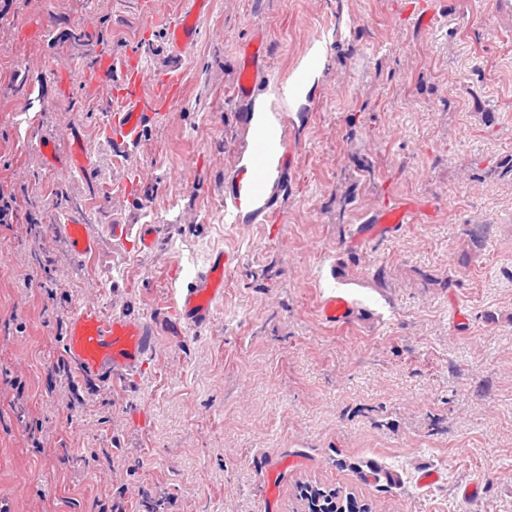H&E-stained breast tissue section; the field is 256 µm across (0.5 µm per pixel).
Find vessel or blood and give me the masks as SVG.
Segmentation results:
<instances>
[{"instance_id": "vessel-or-blood-1", "label": "vessel or blood", "mask_w": 512, "mask_h": 512, "mask_svg": "<svg viewBox=\"0 0 512 512\" xmlns=\"http://www.w3.org/2000/svg\"><path fill=\"white\" fill-rule=\"evenodd\" d=\"M209 0H190L189 6L168 21L167 40L172 48L194 43L197 20ZM99 67L112 74L114 103L106 113L103 131L118 148L127 149L141 141L146 126L184 94L181 68L153 69L140 57H106ZM285 131L276 127L271 138L255 139L247 158L239 160L224 183V199L235 211L251 208L274 184L285 156ZM70 251L84 256L98 249V240L87 225L62 227ZM229 253L219 251L209 259L205 271L176 298H158V318L173 331L182 324L203 325L212 318L215 301L224 294V272L231 265ZM353 306L344 294L328 297L322 304L324 321L340 325L352 315ZM155 331L150 323L120 312L105 314L91 301L74 307L69 315L64 347L68 359L86 380H127L141 369L154 349Z\"/></svg>"}]
</instances>
